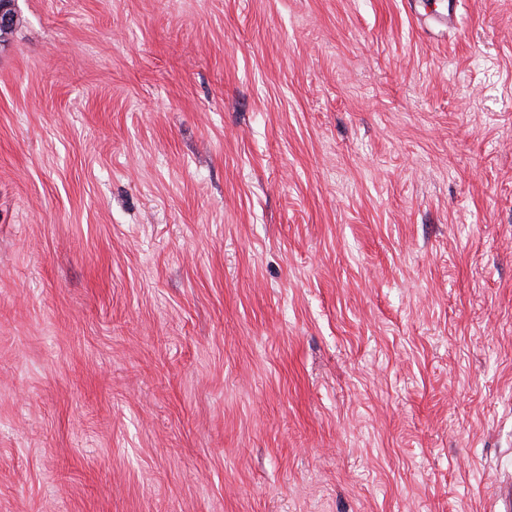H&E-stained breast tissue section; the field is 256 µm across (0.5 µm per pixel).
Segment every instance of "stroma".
Masks as SVG:
<instances>
[{
	"instance_id": "stroma-1",
	"label": "stroma",
	"mask_w": 512,
	"mask_h": 512,
	"mask_svg": "<svg viewBox=\"0 0 512 512\" xmlns=\"http://www.w3.org/2000/svg\"><path fill=\"white\" fill-rule=\"evenodd\" d=\"M15 10L0 512H493L512 0Z\"/></svg>"
}]
</instances>
